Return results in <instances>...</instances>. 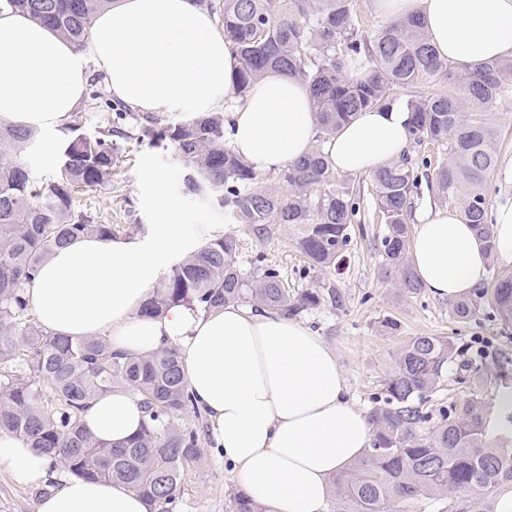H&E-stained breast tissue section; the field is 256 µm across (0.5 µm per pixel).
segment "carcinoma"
<instances>
[{
  "label": "carcinoma",
  "mask_w": 512,
  "mask_h": 512,
  "mask_svg": "<svg viewBox=\"0 0 512 512\" xmlns=\"http://www.w3.org/2000/svg\"><path fill=\"white\" fill-rule=\"evenodd\" d=\"M116 0H0L33 21L60 32L77 48L91 35L97 14ZM219 14L240 66L236 91L244 96L269 70L299 78L309 90L318 131L328 139L352 117L391 106L393 86L406 90L409 143L433 169L436 199L457 206L485 244L495 251L494 224L485 184L500 152V131L487 112L512 99V58L459 69L428 42L420 17L405 15L366 28L357 0H196ZM366 68L353 78L349 67ZM123 114L95 136L69 125L60 163L49 179L36 180L17 154L37 131L0 125V429L27 439L71 475L117 481L140 493L150 512H180L181 469L200 457L199 431L184 417L200 414L183 383L176 348L146 356L112 351L104 336L68 338L47 331L34 317L26 290L53 249L85 233L107 240L119 224H103L76 194L112 183L120 148L113 137ZM144 136L174 146L186 169L183 190L227 209L260 241L288 227L308 269L338 271L350 253L361 215L360 200L372 196L384 232L376 245L380 267L392 285L421 291L408 259L415 163L403 156L371 174V190L351 186L323 151L258 173L224 143V113L168 122L148 116ZM232 235L200 245L157 285L141 313L185 305L204 313L228 303L254 305L294 317L322 305L337 309L336 278L292 294L265 254L238 264ZM464 323L481 308L512 329V272L495 270L488 287L448 303ZM457 356L444 336H415L387 360L380 392L368 416L372 447L333 476L334 512H407L420 503L430 512H494L497 489L512 483V416L489 427L490 404L470 394L448 409L429 410L445 369ZM121 387L137 395L146 420L122 444L95 438L82 423L91 400Z\"/></svg>",
  "instance_id": "carcinoma-1"
}]
</instances>
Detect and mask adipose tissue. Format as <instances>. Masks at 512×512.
I'll return each instance as SVG.
<instances>
[{
    "label": "adipose tissue",
    "instance_id": "ef3b65f1",
    "mask_svg": "<svg viewBox=\"0 0 512 512\" xmlns=\"http://www.w3.org/2000/svg\"><path fill=\"white\" fill-rule=\"evenodd\" d=\"M375 11L386 21L420 14L440 58L462 69L512 56V0H375ZM92 64L135 111L223 112L225 144L257 172L292 163L315 139L309 92L294 76L267 72L238 97L234 46L195 0H117L97 15L81 50L0 9V123L59 130L83 98ZM408 141V114L394 106L357 113L325 151L337 172L369 174L398 159ZM416 220L410 249L422 286L439 299L474 295L487 258L472 226L443 208ZM223 232L220 224L168 222L133 240L81 235L42 262L30 302L55 334H104L113 350L135 355L176 347L241 493L263 512H326L331 477L370 448L373 432L321 336L296 318L242 304L210 314L186 306L140 313L163 270ZM144 420L139 399L120 389L95 397L83 417L95 437L115 443ZM0 466L20 484L46 487L37 512H149L119 482L54 481L51 460L3 430Z\"/></svg>",
    "mask_w": 512,
    "mask_h": 512
}]
</instances>
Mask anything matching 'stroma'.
I'll return each instance as SVG.
<instances>
[{
	"label": "stroma",
	"instance_id": "35a3bbf8",
	"mask_svg": "<svg viewBox=\"0 0 512 512\" xmlns=\"http://www.w3.org/2000/svg\"><path fill=\"white\" fill-rule=\"evenodd\" d=\"M493 120L503 135L498 165L486 183V195L494 206L512 197V102L494 105ZM144 125L142 113L127 111L122 121L125 136L119 141L125 161L113 175L111 187L86 197L87 202L102 205L105 219L130 225L136 236L144 235L149 225L163 223L165 213L140 190L144 174L157 172L164 176L168 192L178 204L179 223L223 225L225 232L239 241L240 266H247L251 256L261 252L280 268L292 291L299 292L322 282V272H304L303 259L289 239L287 229L278 230L270 240H257L232 222L227 209L186 194L182 188L184 168L173 146L167 142L150 144L143 135ZM65 137L62 130L40 133L18 159L35 177H52ZM363 224L365 235L355 240L340 277L343 307L324 306L300 316L337 354L350 397L359 406L370 408L371 396L378 392L384 377L389 352L411 337L432 334L448 337L458 350L455 362L448 367L442 390L433 397L434 406L450 405L476 389L485 401L496 402L503 387L512 388V379L504 384L493 379L496 357L503 351L512 353V339L503 338L497 321L486 312H479L470 322L461 324L450 316L447 302L424 291L406 294L393 288L379 274V257L374 249L383 226L370 215ZM387 317L396 321V329L383 327L382 321ZM467 361L481 363L486 369L488 378L484 383H477L474 372L464 371L463 364ZM184 423L202 432L203 439L200 458L182 469L181 512H236L239 490L233 474L206 435L204 417L190 415ZM43 493V488L16 483L11 472L0 467V512H36Z\"/></svg>",
	"mask_w": 512,
	"mask_h": 512
}]
</instances>
